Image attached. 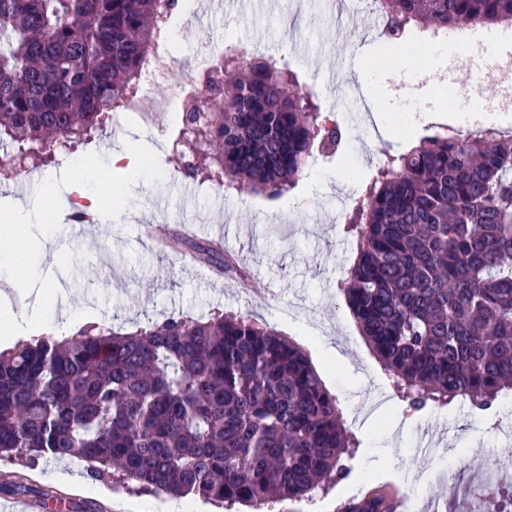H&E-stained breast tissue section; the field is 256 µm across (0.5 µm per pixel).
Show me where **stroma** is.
<instances>
[{
  "mask_svg": "<svg viewBox=\"0 0 512 512\" xmlns=\"http://www.w3.org/2000/svg\"><path fill=\"white\" fill-rule=\"evenodd\" d=\"M237 16L239 27L225 30L224 16L213 0H191L177 18L182 48L227 36L278 43L290 29L302 46L295 62L300 80L319 70V57L332 61L354 54L359 64L373 67L378 75L368 89L369 106L389 119L411 96L424 101L429 112L440 113L445 125L467 112L490 115L512 128V112L490 114L485 109L499 97L498 83L474 89L468 66L450 63L442 77L425 73L410 84L390 65L392 48L377 33L355 40L345 32L315 29L287 0H269L262 12L255 11L253 0H238ZM335 119L350 132L352 142L366 141L369 162L352 171L344 157L324 158L318 177L300 179L274 202L244 188L225 196L223 187L202 171L184 176L171 160L173 125L161 118L148 128L136 117L119 114L89 143L58 146L43 164L44 172L55 179L62 169L88 156L108 169L104 148L122 138L153 149L163 171L132 183L111 222L81 231L59 228L54 237L41 238L32 259V291L22 299L7 287L0 299L32 314L39 310V289L57 281L73 308L92 307L99 323L124 332L174 313L205 319L218 311L252 315L309 352L355 441L344 456L342 479L310 497L277 501L268 512H340L351 494L359 500L385 495L399 502L400 512H476V494L512 493V398L501 400L486 418L456 403L410 411L338 288L355 258L356 241L345 232L335 190L361 194L384 155L400 150L410 137L425 135L427 126L390 120L389 137L376 140L366 138L363 125L348 121L345 114L336 113ZM183 186L192 192V206H185L177 194ZM160 198L168 206L156 215L159 225L196 242L223 243L237 259L239 277L218 276L188 252L157 249L132 219ZM426 432L432 433L433 445L423 453L417 442ZM461 451L469 458L462 470L456 462ZM75 466L83 470L87 464L46 458L0 461V502H26L29 512H79L90 503L100 512H113L117 504L123 512H166L168 496L145 492L118 471L104 482L90 480L94 494L85 496L88 487L67 478ZM489 466L499 480L487 485L483 478ZM451 473L457 484L453 495L447 483Z\"/></svg>",
  "mask_w": 512,
  "mask_h": 512,
  "instance_id": "obj_1",
  "label": "stroma"
}]
</instances>
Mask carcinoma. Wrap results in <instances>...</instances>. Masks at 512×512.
Here are the masks:
<instances>
[{"instance_id":"carcinoma-1","label":"carcinoma","mask_w":512,"mask_h":512,"mask_svg":"<svg viewBox=\"0 0 512 512\" xmlns=\"http://www.w3.org/2000/svg\"><path fill=\"white\" fill-rule=\"evenodd\" d=\"M387 41L511 24L512 0H375ZM178 0H0V144L16 164L125 110L140 63ZM206 111L185 113L176 164L276 200L343 132L285 62L240 46L206 75ZM358 256L343 280L363 336L412 409L512 393V132L438 129L388 154L348 216ZM203 264L225 265L219 247ZM354 445L308 353L237 313L172 314L34 336L0 352V460L116 466L155 494L254 510L343 476ZM343 512H392L383 497Z\"/></svg>"}]
</instances>
